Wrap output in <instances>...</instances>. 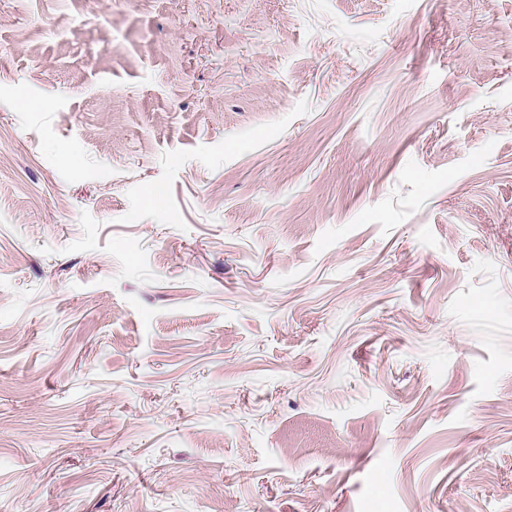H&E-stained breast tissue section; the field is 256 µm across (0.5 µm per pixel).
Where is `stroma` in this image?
Wrapping results in <instances>:
<instances>
[{
    "label": "stroma",
    "instance_id": "35a3bbf8",
    "mask_svg": "<svg viewBox=\"0 0 512 512\" xmlns=\"http://www.w3.org/2000/svg\"><path fill=\"white\" fill-rule=\"evenodd\" d=\"M0 512H512V0H0Z\"/></svg>",
    "mask_w": 512,
    "mask_h": 512
}]
</instances>
